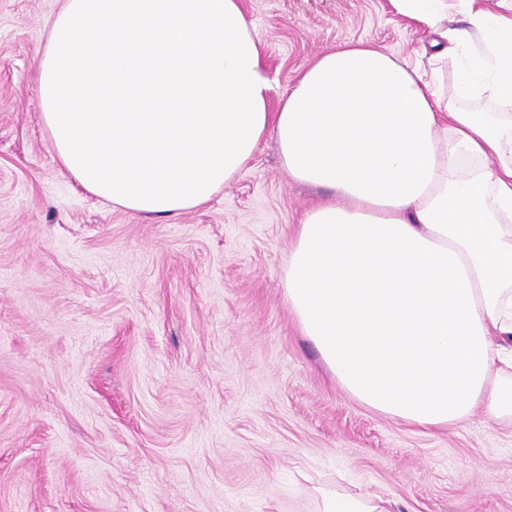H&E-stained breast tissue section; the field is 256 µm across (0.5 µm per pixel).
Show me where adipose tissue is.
Wrapping results in <instances>:
<instances>
[{"label": "adipose tissue", "mask_w": 512, "mask_h": 512, "mask_svg": "<svg viewBox=\"0 0 512 512\" xmlns=\"http://www.w3.org/2000/svg\"><path fill=\"white\" fill-rule=\"evenodd\" d=\"M390 6L434 34L428 68L345 44L274 109L242 0H64L37 63L42 120L84 190L157 220L211 201L273 140L326 192L284 284L338 383L424 428L512 417V0ZM318 495L317 512H388Z\"/></svg>", "instance_id": "1"}]
</instances>
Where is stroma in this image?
I'll use <instances>...</instances> for the list:
<instances>
[{"label": "stroma", "instance_id": "1", "mask_svg": "<svg viewBox=\"0 0 512 512\" xmlns=\"http://www.w3.org/2000/svg\"><path fill=\"white\" fill-rule=\"evenodd\" d=\"M63 0H0V512H314L333 484L392 512H512V420L424 429L371 410L301 335L283 272L324 190L273 143L156 221L57 161L37 60ZM279 105L321 53L410 62L389 0H243Z\"/></svg>", "mask_w": 512, "mask_h": 512}]
</instances>
